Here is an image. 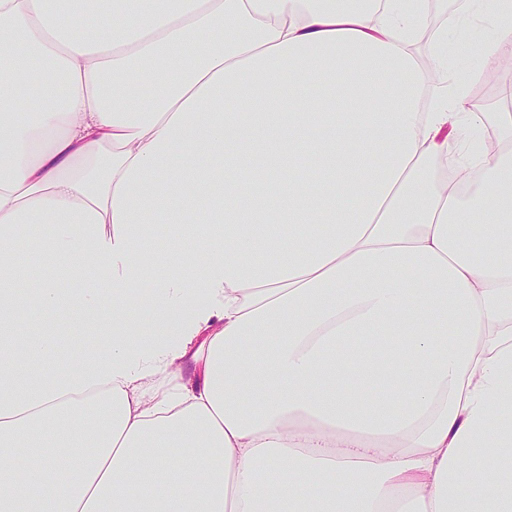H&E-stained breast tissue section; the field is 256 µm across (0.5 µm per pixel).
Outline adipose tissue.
<instances>
[{"label":"adipose tissue","mask_w":512,"mask_h":512,"mask_svg":"<svg viewBox=\"0 0 512 512\" xmlns=\"http://www.w3.org/2000/svg\"><path fill=\"white\" fill-rule=\"evenodd\" d=\"M423 2L0 0V512H512V119L424 111ZM44 319L112 350L35 382Z\"/></svg>","instance_id":"adipose-tissue-1"}]
</instances>
